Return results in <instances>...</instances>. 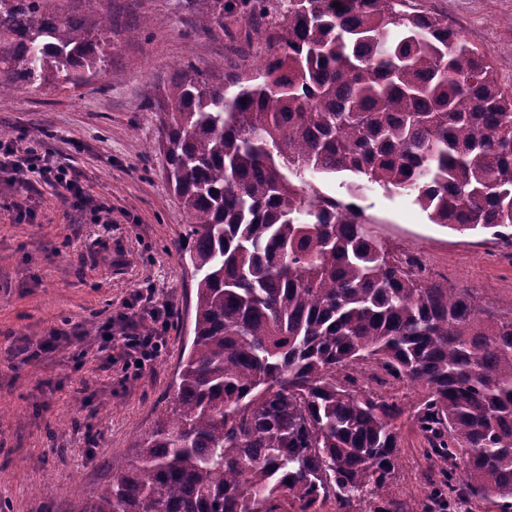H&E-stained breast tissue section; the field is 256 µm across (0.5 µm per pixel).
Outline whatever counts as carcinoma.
I'll use <instances>...</instances> for the list:
<instances>
[{
    "label": "carcinoma",
    "instance_id": "1",
    "mask_svg": "<svg viewBox=\"0 0 512 512\" xmlns=\"http://www.w3.org/2000/svg\"><path fill=\"white\" fill-rule=\"evenodd\" d=\"M60 2L0 0V94L105 66L109 16ZM234 10L261 64H190L156 105L191 220L193 340L174 403L88 512H398L375 494L404 415L447 463L431 499L512 512V315L425 279L315 187L360 176L512 238V88L410 0H213L200 26ZM370 366L422 397L370 389Z\"/></svg>",
    "mask_w": 512,
    "mask_h": 512
}]
</instances>
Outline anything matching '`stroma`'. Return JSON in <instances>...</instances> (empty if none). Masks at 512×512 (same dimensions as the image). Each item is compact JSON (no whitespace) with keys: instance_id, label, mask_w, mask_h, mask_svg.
Here are the masks:
<instances>
[{"instance_id":"35a3bbf8","label":"stroma","mask_w":512,"mask_h":512,"mask_svg":"<svg viewBox=\"0 0 512 512\" xmlns=\"http://www.w3.org/2000/svg\"><path fill=\"white\" fill-rule=\"evenodd\" d=\"M447 18L512 86V0H413ZM79 13L108 11L104 71L88 81L0 95V137L48 142L111 221L96 224L45 183L0 172V512H84L112 481L113 463L135 461L175 393L192 342L196 273L189 218L155 147L160 98L178 69L258 65L239 14L204 31L211 0H70ZM348 175L322 192L355 201L391 254L416 255L425 276L472 289L482 306L512 310V240L431 223L405 190L351 194ZM170 309L151 369L126 373L119 317L136 294ZM112 327L108 352L94 337ZM400 458L383 498L422 503L440 477L426 440L399 418Z\"/></svg>"}]
</instances>
